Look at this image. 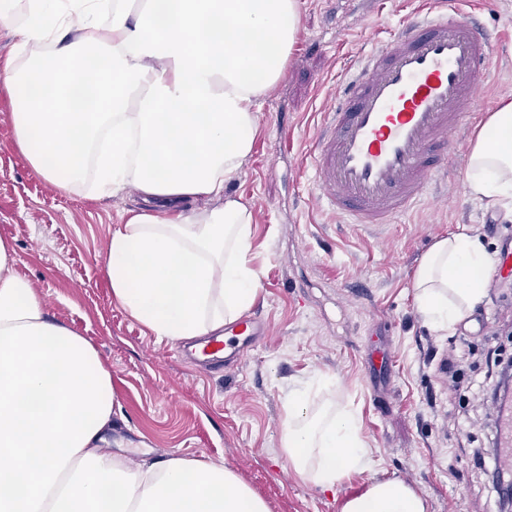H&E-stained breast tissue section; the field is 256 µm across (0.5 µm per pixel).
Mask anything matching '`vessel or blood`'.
Masks as SVG:
<instances>
[{"mask_svg":"<svg viewBox=\"0 0 512 512\" xmlns=\"http://www.w3.org/2000/svg\"><path fill=\"white\" fill-rule=\"evenodd\" d=\"M494 48L460 0H420L338 82L306 149L313 203L348 224H390L412 208L462 151L454 135L482 97ZM268 333L246 315L190 356L204 370L234 369Z\"/></svg>","mask_w":512,"mask_h":512,"instance_id":"1","label":"vessel or blood"}]
</instances>
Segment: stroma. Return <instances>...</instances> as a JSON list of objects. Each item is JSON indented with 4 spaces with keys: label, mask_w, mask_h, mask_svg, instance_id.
I'll list each match as a JSON object with an SVG mask.
<instances>
[{
    "label": "stroma",
    "mask_w": 512,
    "mask_h": 512,
    "mask_svg": "<svg viewBox=\"0 0 512 512\" xmlns=\"http://www.w3.org/2000/svg\"><path fill=\"white\" fill-rule=\"evenodd\" d=\"M417 4L301 0L284 76L260 100L252 152L228 185L253 213V308L271 330L233 371L178 359L175 341L153 335L115 299L104 274L108 241L141 199L129 187L100 198L91 179L63 189L36 174L0 91V238L15 246L16 272L45 311L88 339L110 370L120 408L108 439L129 459L225 461L269 512H343L352 494L387 480L410 487L427 512H501L490 477L496 429L484 401L498 362L512 355V277L488 284L475 313L449 331L425 322L414 278L438 239L465 232L496 254L512 221L467 195L463 157L449 158L436 198L392 224H347L308 204L313 171L303 145L364 51L367 25L387 38ZM468 10L501 41L463 129L469 140L512 93V0H469ZM283 126L294 132L286 150ZM294 392L308 393L312 409L356 419L368 464L335 492L302 480L283 455Z\"/></svg>",
    "instance_id": "1"
}]
</instances>
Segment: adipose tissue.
Returning <instances> with one entry per match:
<instances>
[{"mask_svg": "<svg viewBox=\"0 0 512 512\" xmlns=\"http://www.w3.org/2000/svg\"><path fill=\"white\" fill-rule=\"evenodd\" d=\"M22 43L0 62L14 137L35 172L66 188L92 169L102 195L126 185L146 209L109 239L116 300L161 338L223 335L259 295L252 214L228 193L253 149L255 107L284 74L300 0H0ZM71 60L96 63L91 78ZM465 189L512 198V95L477 131ZM205 198L209 208L187 209ZM0 239V512H269L225 462L171 456L129 465L106 453L117 403L95 347L54 321ZM493 254L467 234L439 240L414 281L423 318L451 329L483 299ZM282 450L321 490L367 460L347 413L289 397ZM343 512H426L398 481L373 484Z\"/></svg>", "mask_w": 512, "mask_h": 512, "instance_id": "obj_1", "label": "adipose tissue"}]
</instances>
